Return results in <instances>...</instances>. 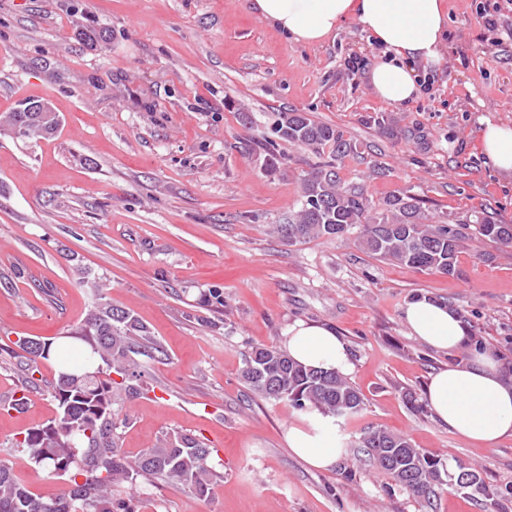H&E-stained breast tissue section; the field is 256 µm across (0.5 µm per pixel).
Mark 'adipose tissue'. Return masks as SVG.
Wrapping results in <instances>:
<instances>
[{
    "instance_id": "1",
    "label": "adipose tissue",
    "mask_w": 512,
    "mask_h": 512,
    "mask_svg": "<svg viewBox=\"0 0 512 512\" xmlns=\"http://www.w3.org/2000/svg\"><path fill=\"white\" fill-rule=\"evenodd\" d=\"M251 12L293 42L318 45L345 24L358 25L381 53L366 69L375 95L391 105L422 93L417 64L442 62L448 25L446 0H249ZM476 144L491 166L512 178V122L480 120ZM409 336L448 353L467 342L460 316L444 303L423 297L404 310ZM284 347L302 365L342 374L351 370L347 343L330 327L298 322ZM425 398L435 416L456 434L484 447L512 437V379L490 355L451 363L431 374ZM301 426H289L288 446L308 465L325 470L344 455L333 419L310 411Z\"/></svg>"
}]
</instances>
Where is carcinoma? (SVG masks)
Masks as SVG:
<instances>
[{"label": "carcinoma", "mask_w": 512, "mask_h": 512, "mask_svg": "<svg viewBox=\"0 0 512 512\" xmlns=\"http://www.w3.org/2000/svg\"><path fill=\"white\" fill-rule=\"evenodd\" d=\"M60 125L57 112L0 114V134L23 143L50 139ZM282 142L313 151L329 145L336 158L352 151L340 131L315 121L309 113L278 112L270 131L262 135L266 171L280 169ZM301 197L300 209L288 223L277 225V232L290 242L338 237L357 224L361 226L357 243L366 253L414 269L445 275L456 271L463 233L453 224L425 223L410 195H392L375 203L361 187L342 184L330 160L307 173ZM479 232L504 247L512 246L511 224L484 221ZM199 303L216 309L224 306V289H208ZM75 335L88 346L85 365H68L69 357L51 340L25 338L17 342L20 352L4 350L25 375L20 396L7 404L16 411L27 404V384L34 381L38 362L57 361L52 385L56 417L15 439L11 447L24 452L43 476L68 477L71 489L63 497L44 498L19 481L9 463L0 459V512H140L133 488L147 476L209 496L218 475L209 465L213 449L200 438L177 432L135 457L119 445L118 409L143 394L147 375L136 357L154 360L164 354L148 327L130 310L112 304L98 288ZM240 377L260 397L287 402L299 411L315 408L329 417L352 418L365 406L361 392L340 374L298 364L284 350L254 348L244 359ZM357 447L372 467L429 507L445 486L456 492L470 489L493 495L479 472L464 463L442 480L439 456L387 429L364 431Z\"/></svg>", "instance_id": "1"}]
</instances>
